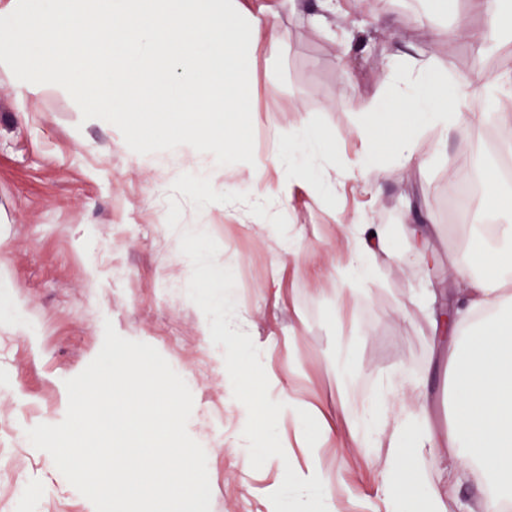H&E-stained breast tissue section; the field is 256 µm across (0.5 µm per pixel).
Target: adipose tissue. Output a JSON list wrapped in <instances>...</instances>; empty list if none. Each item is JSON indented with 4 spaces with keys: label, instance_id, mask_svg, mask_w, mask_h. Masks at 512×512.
<instances>
[{
    "label": "adipose tissue",
    "instance_id": "ef3b65f1",
    "mask_svg": "<svg viewBox=\"0 0 512 512\" xmlns=\"http://www.w3.org/2000/svg\"><path fill=\"white\" fill-rule=\"evenodd\" d=\"M0 28L11 31V58L31 62L41 57L26 86L36 94L46 81H56L78 100L98 97L97 112L120 111L127 123L145 113H179L178 126L160 129V136L180 143L198 129L200 117L222 124L225 116L245 111L249 99L239 90V78L250 52L259 49L277 30L278 15L253 0H34L22 13L0 12ZM94 30L97 41H82ZM190 68L203 80L221 78L218 95L192 83H167L175 69ZM398 93L394 107L404 117L401 133L390 141L381 134L389 123L385 111L366 112L356 125L365 155L344 164L336 162V142L315 125L299 134L302 157L281 145L279 131L271 165L252 171L261 197L286 201L292 184L318 170L334 168L336 177L326 191L352 181L372 184L373 159L387 153L401 168L416 166L421 132L432 128L447 136L449 128L473 122L505 123L504 114L472 110L474 102L492 105L512 91V73L477 75L463 85H449L429 65L395 64L387 73ZM493 235L477 236L475 252H463L452 264L459 285L454 316L457 323H473V330L455 337L451 352L450 402L454 423L448 431V455L458 460V472L449 481L477 473L487 486L483 512H503L512 501V212L491 214ZM372 224L346 226L345 254L340 264L351 285L367 281L371 268L366 245L375 233ZM208 309L199 321L202 336L222 333L217 355L220 368L233 376L237 399L248 420L274 429L295 418L298 447L308 458L297 467L290 451L266 448L263 459L280 475L267 491L268 512H336L329 492V476L319 465L321 448L361 444L365 432L391 425L383 493L389 512H439L440 496L427 483L425 472L437 460L438 442L427 425L425 406L408 407L398 401L400 390L413 385L410 375L379 384L370 396L352 393L340 399L334 414L283 393L261 403L254 385L263 377L260 351H244L231 329H220L216 312L236 316L240 307L224 287V264L209 260L206 268Z\"/></svg>",
    "mask_w": 512,
    "mask_h": 512
}]
</instances>
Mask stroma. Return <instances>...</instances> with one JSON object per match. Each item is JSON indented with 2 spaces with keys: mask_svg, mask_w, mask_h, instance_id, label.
I'll use <instances>...</instances> for the list:
<instances>
[{
  "mask_svg": "<svg viewBox=\"0 0 512 512\" xmlns=\"http://www.w3.org/2000/svg\"><path fill=\"white\" fill-rule=\"evenodd\" d=\"M261 2L278 13L280 31L256 52L246 76L251 107L236 118L259 161L269 154L271 126L292 141L307 123L336 140L339 157L356 158L363 145L355 121L391 107L396 90L385 71L401 56L431 65L456 85L512 48V29L481 54L447 37L461 18L477 31L490 25V15L472 10L469 0H448L444 12L430 0H340L341 12L324 22L316 18V0ZM375 16L386 24L369 31L367 49L343 56L347 33L367 28ZM343 66L345 80L338 75ZM26 82L23 64L0 67V267L30 325L22 334L0 321V394L12 395L16 405L0 427V448L16 459L10 472H0V512H21L19 484L35 496L32 512H88L87 498L63 483L26 431L64 419V382L97 356L108 321L120 336L155 347L177 374L204 365L209 385L192 390L187 430L207 455L211 512H266L264 491L276 472L247 461L239 448L245 417L213 342L199 331L205 294L197 270L211 255L222 256L224 286L249 311L245 348L274 349L277 381L268 398L292 384L304 400L332 409L346 387L368 393L404 370L417 384L400 401L425 403L432 431L447 429L449 331L422 309L420 296L436 294L443 307L457 290L448 260L462 253L485 207L475 199L464 219L449 209L448 194L462 181L457 160L482 154L494 168L502 161L500 130L458 128L442 144L426 130L419 169L379 155L377 188L349 185L331 201L320 191L325 174L312 175L309 185L292 188L279 215L302 238L300 252L285 255L251 211L249 168L229 178L213 156L189 144L139 145L118 124L82 112L57 83L29 95ZM228 185L230 206L201 205L203 195L223 194ZM354 220L379 225L385 241L368 254L372 278L342 295L335 271L344 253L339 226ZM403 224L422 226L425 261L406 257ZM185 225L198 229L193 255L179 247ZM116 257L127 267L123 284L112 279ZM290 334L295 340L287 351L281 343ZM387 443L383 433L366 450H321L338 512H372ZM447 472L444 461L426 471L442 494L443 512H481V479L472 474L452 488Z\"/></svg>",
  "mask_w": 512,
  "mask_h": 512,
  "instance_id": "35a3bbf8",
  "label": "stroma"
}]
</instances>
